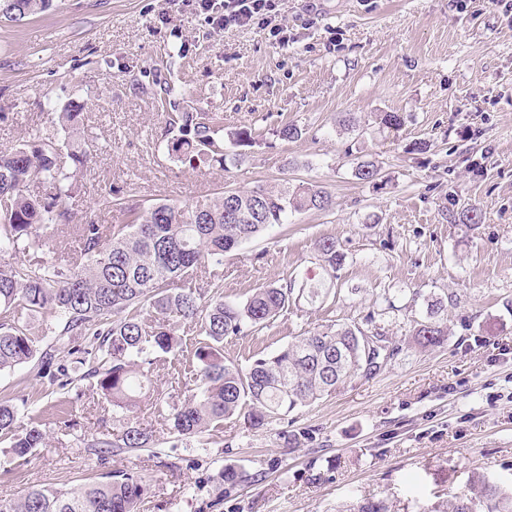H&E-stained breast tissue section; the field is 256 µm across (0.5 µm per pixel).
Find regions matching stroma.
I'll return each mask as SVG.
<instances>
[{"mask_svg": "<svg viewBox=\"0 0 512 512\" xmlns=\"http://www.w3.org/2000/svg\"><path fill=\"white\" fill-rule=\"evenodd\" d=\"M268 29L214 32L192 0H53L19 23L0 22V149L47 124L73 101L93 152L69 201L77 222L121 224L99 211L104 191L145 205L194 203L222 189L313 182L329 211L289 215L229 254L224 297L284 277L323 279L316 243L345 255L319 302H300L267 328L224 340L249 366L308 331L365 323L375 314L400 352L371 378L254 429L237 418L221 433L180 440L156 399L180 404L195 386L190 324L173 328L184 355L153 377L133 413L113 412L80 379L66 348L33 317L39 348L55 346L59 386L31 361L0 373V399L17 428L41 424L45 447L13 458L0 438V499L35 486L74 490L92 475L138 472L137 512H346L366 498L390 512L468 491L472 472L512 483V18L491 0H275ZM171 78L186 112H219L224 130L254 142L226 167L171 159L161 136L159 83ZM400 112L404 125L377 117ZM352 115V129L338 124ZM303 134L284 140L279 129ZM374 162L376 181L356 178ZM480 206L478 224L459 222ZM448 306V339L419 347L429 301ZM143 428L149 447L98 456L84 436ZM243 474L227 483L225 468Z\"/></svg>", "mask_w": 512, "mask_h": 512, "instance_id": "obj_1", "label": "stroma"}]
</instances>
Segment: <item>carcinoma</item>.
Wrapping results in <instances>:
<instances>
[{"label":"carcinoma","instance_id":"carcinoma-1","mask_svg":"<svg viewBox=\"0 0 512 512\" xmlns=\"http://www.w3.org/2000/svg\"><path fill=\"white\" fill-rule=\"evenodd\" d=\"M50 7V0H0V18L17 22ZM164 87L159 108L168 153L194 168L224 166V117L217 112H172ZM82 106L70 103L51 113L56 132L35 129L17 146L0 150V372L40 356V371L53 364L48 350L37 353L29 318L38 313L56 320L57 341L87 364L90 352L80 345L94 337L95 365L87 379L112 404L132 413L151 384L153 353L175 356L182 343L171 326L176 318L194 325L199 341L193 359L199 367L195 392L167 415L170 434L198 437L224 429V421L244 417L260 428L299 406L336 393L354 378H370L381 364L398 354L379 328L373 335L386 354L371 357L356 326L309 332L242 369L224 357V338L262 329L297 300L313 303L329 292L325 284L304 285L282 278L255 288L243 302L224 299L223 279L213 268L226 254L264 231L288 223V215L327 211L333 201L321 186L283 184L276 190H225L191 205L155 203L146 209L118 203L127 223L106 226L94 220L75 225L79 254H51L54 230L68 223V200L77 185L67 161L83 163L91 153L81 135ZM63 137H58V133ZM37 179L43 190L27 191ZM318 258L329 276L344 255L336 240L317 244ZM28 255L19 259L18 255ZM447 306L427 305L415 326L414 339L426 349L439 347L447 336ZM15 406L0 401V435L10 437V453L24 458L45 446L46 432L34 423L16 431ZM149 435L127 425L117 439L91 435L89 448H144ZM144 494L140 475L112 472L76 490L33 488L17 501H1L0 512H136ZM512 512V486L490 481L480 472L469 491L454 497L448 512Z\"/></svg>","mask_w":512,"mask_h":512}]
</instances>
